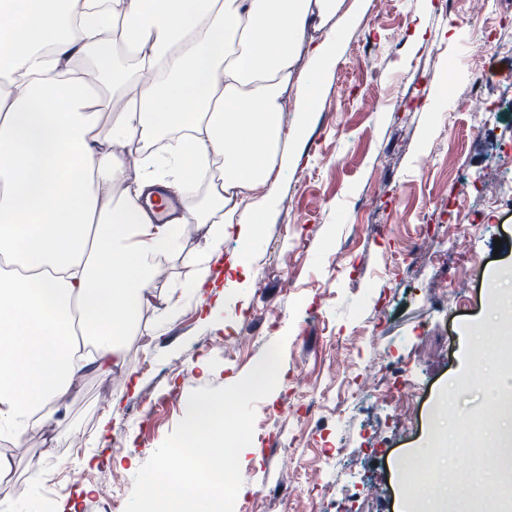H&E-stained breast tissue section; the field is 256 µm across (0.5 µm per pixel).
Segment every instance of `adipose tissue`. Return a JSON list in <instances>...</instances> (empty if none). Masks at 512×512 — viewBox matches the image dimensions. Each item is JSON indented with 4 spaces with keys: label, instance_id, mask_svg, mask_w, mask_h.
<instances>
[{
    "label": "adipose tissue",
    "instance_id": "obj_1",
    "mask_svg": "<svg viewBox=\"0 0 512 512\" xmlns=\"http://www.w3.org/2000/svg\"><path fill=\"white\" fill-rule=\"evenodd\" d=\"M344 0H0V430L51 426L85 369L125 365L179 229L204 233L196 288L227 237L256 235L280 166L283 112L318 103ZM135 60H103L102 32ZM196 209L158 220L144 199ZM480 485L432 497L476 512Z\"/></svg>",
    "mask_w": 512,
    "mask_h": 512
}]
</instances>
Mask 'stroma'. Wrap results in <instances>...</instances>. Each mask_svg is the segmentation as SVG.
Returning a JSON list of instances; mask_svg holds the SVG:
<instances>
[{
	"label": "stroma",
	"instance_id": "obj_1",
	"mask_svg": "<svg viewBox=\"0 0 512 512\" xmlns=\"http://www.w3.org/2000/svg\"><path fill=\"white\" fill-rule=\"evenodd\" d=\"M509 9L512 0H493L479 19L468 0H345L327 24L341 37L319 74L317 110L285 114L290 159L273 190H258L267 202L256 236L224 241L248 275L218 280L198 299L202 234L182 233L157 299L124 339V379L83 374L64 403L71 443L55 444L47 431L19 446L0 438L15 468L14 496L0 512H112L190 393L238 382L280 339L286 378L255 405L263 435L244 451L235 512H292L296 480L308 490L307 512H402L398 465L408 459L435 479L451 465L488 474L487 496L505 492L501 472L481 469L461 440L486 417L484 386L500 373L464 336L512 342V309L501 304L512 295V73L501 68L512 60L503 51L512 19L500 18ZM476 96L494 104L479 122ZM446 184L456 198L437 203ZM425 223L471 235L464 249L439 237L410 266L396 265ZM446 278L458 281L455 291L442 292ZM169 295L178 311L162 322ZM205 303L222 309L206 318ZM245 327L253 342L227 355L224 339ZM340 351L349 370L335 364ZM372 361L382 366V399L361 397L344 412L342 393ZM404 397L412 416L394 407ZM37 465L46 474L33 486Z\"/></svg>",
	"mask_w": 512,
	"mask_h": 512
}]
</instances>
